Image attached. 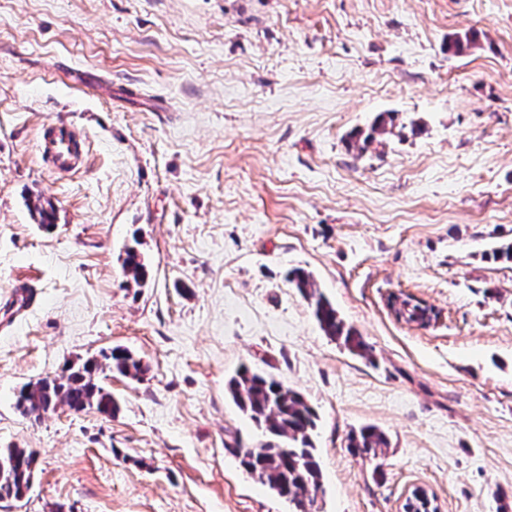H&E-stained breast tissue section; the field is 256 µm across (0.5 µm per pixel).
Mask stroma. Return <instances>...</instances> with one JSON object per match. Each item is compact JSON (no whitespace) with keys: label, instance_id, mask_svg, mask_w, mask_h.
<instances>
[{"label":"stroma","instance_id":"35a3bbf8","mask_svg":"<svg viewBox=\"0 0 512 512\" xmlns=\"http://www.w3.org/2000/svg\"><path fill=\"white\" fill-rule=\"evenodd\" d=\"M382 112L381 145L349 148ZM48 122L86 139L70 174L36 151ZM509 242L512 0H0V448L38 452L0 512H290L227 452L264 440L225 390L244 364L317 411L320 512H401L417 488L512 512ZM295 268L369 357L323 333ZM399 290L441 321L397 322ZM115 346L149 366L108 374L116 415L16 410ZM364 425L377 459L347 447ZM123 271L125 276L139 287L143 286L149 277V270L145 258L133 247L126 250ZM388 447L386 435L373 425L362 426L348 437V448L355 456L377 457L382 448Z\"/></svg>","mask_w":512,"mask_h":512}]
</instances>
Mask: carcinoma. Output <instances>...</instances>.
Returning <instances> with one entry per match:
<instances>
[{
    "mask_svg": "<svg viewBox=\"0 0 512 512\" xmlns=\"http://www.w3.org/2000/svg\"><path fill=\"white\" fill-rule=\"evenodd\" d=\"M479 45V34L466 32L448 41V52L463 54ZM392 113L379 115L371 132L350 135L349 147L365 150L375 134L386 132L394 124ZM123 271L135 285L143 286L149 277L147 262L135 248L126 250ZM289 279L307 299L324 334L339 342L354 355L365 357L369 346L353 326L347 324L333 304L313 287L311 274L302 268L289 272ZM109 371L139 380L148 366L127 349L114 347L100 352L78 365H70L62 374H47L26 383L16 396L15 407L25 418L41 421L60 407L73 412L95 410L112 416L119 404L101 381ZM237 407L262 431L266 440L258 448H229L240 467L259 484L288 502L292 512H319L321 469L312 442L317 414L299 392L276 379L240 368L225 384ZM388 447L386 435L373 425L363 426L348 437V448L355 456H378ZM37 454L29 448H0V500L23 499L32 489Z\"/></svg>",
    "mask_w": 512,
    "mask_h": 512,
    "instance_id": "carcinoma-1",
    "label": "carcinoma"
}]
</instances>
